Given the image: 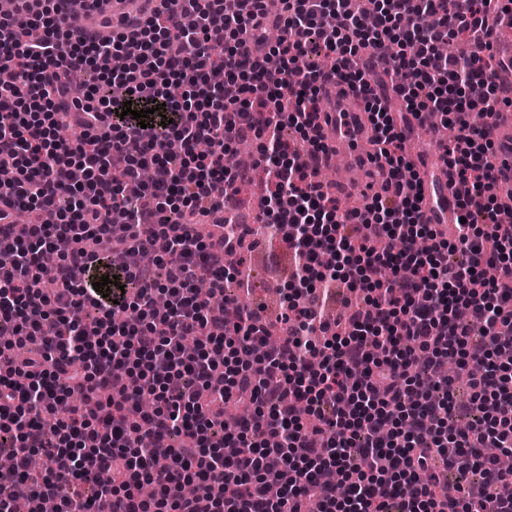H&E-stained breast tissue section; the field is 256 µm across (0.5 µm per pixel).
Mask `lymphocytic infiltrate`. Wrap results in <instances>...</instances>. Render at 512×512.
Returning a JSON list of instances; mask_svg holds the SVG:
<instances>
[{"label":"lymphocytic infiltrate","mask_w":512,"mask_h":512,"mask_svg":"<svg viewBox=\"0 0 512 512\" xmlns=\"http://www.w3.org/2000/svg\"><path fill=\"white\" fill-rule=\"evenodd\" d=\"M159 0L140 26L124 70L102 63L122 52L116 34L72 41L64 0L0 19V176L12 193L0 210V512H337L341 473L351 512H512V220L486 127L471 126L470 85L498 94L487 53L503 0H375L367 26L349 0ZM281 36L267 39L269 17ZM42 39L27 41L29 26ZM443 38L468 40L470 60L434 52ZM329 52L332 71H297L298 56ZM221 67L237 87L228 100L208 80ZM378 68L399 80L404 113L392 120L367 80ZM98 71L74 83L72 71ZM338 78L365 97L383 158L386 192L361 212H341L283 134L311 138L323 109L319 82ZM162 104L166 122L134 111ZM132 114H125V107ZM247 127L233 122L246 109ZM109 132L73 140L100 112ZM429 112L455 129L443 156L481 211L460 201L453 240L422 223L415 185L402 181L405 131ZM260 141L275 190L263 205L271 231L293 250L288 332L268 344L260 307L225 295L224 262L241 241L224 207L245 171L227 167L230 144ZM152 178L134 195L141 169ZM32 220L11 239L17 211ZM198 221L188 227L186 213ZM165 258L130 267L147 240ZM463 252L452 262L449 250ZM59 259L43 284L42 253ZM123 281L102 295L101 269ZM363 297L346 332L321 311L340 276ZM208 280L211 294L197 284ZM199 347L186 353L185 337ZM471 375L474 406L456 404L442 375L447 359ZM423 365L425 376L413 368ZM435 384L437 393L426 392ZM250 408L228 422L224 404ZM479 420L457 431L456 418ZM44 454L45 472L29 467ZM456 472L455 494L429 465ZM150 484L152 497L138 489Z\"/></svg>","instance_id":"1"}]
</instances>
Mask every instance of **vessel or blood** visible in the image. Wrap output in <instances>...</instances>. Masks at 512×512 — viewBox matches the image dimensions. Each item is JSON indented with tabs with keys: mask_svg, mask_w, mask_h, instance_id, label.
Returning a JSON list of instances; mask_svg holds the SVG:
<instances>
[{
	"mask_svg": "<svg viewBox=\"0 0 512 512\" xmlns=\"http://www.w3.org/2000/svg\"><path fill=\"white\" fill-rule=\"evenodd\" d=\"M157 0H110L108 8L96 7L92 0H69V22L85 41L111 36L113 21L124 17L150 18ZM328 96L320 122L318 142L322 160L333 155L343 159L336 187L347 193L367 197V186L376 163L364 149L372 135L363 98L338 81H327ZM490 137L496 145V176L499 183L512 184V110L495 109L490 119ZM407 161L418 175L416 189L421 197L425 223L447 230L459 215L456 172L440 158L410 153Z\"/></svg>",
	"mask_w": 512,
	"mask_h": 512,
	"instance_id": "obj_1",
	"label": "vessel or blood"
}]
</instances>
